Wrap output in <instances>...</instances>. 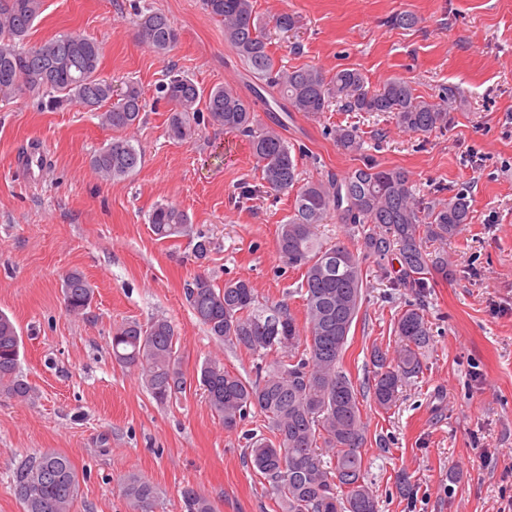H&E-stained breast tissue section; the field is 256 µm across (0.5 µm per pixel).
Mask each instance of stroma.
I'll return each mask as SVG.
<instances>
[{
	"instance_id": "stroma-1",
	"label": "stroma",
	"mask_w": 512,
	"mask_h": 512,
	"mask_svg": "<svg viewBox=\"0 0 512 512\" xmlns=\"http://www.w3.org/2000/svg\"><path fill=\"white\" fill-rule=\"evenodd\" d=\"M165 13L179 33L161 57L144 41L135 11ZM264 19L288 11L295 30L273 33L278 64L326 74L359 69L371 87L408 81L419 99L446 86L460 101L445 127L426 135L398 128L385 113L331 104L308 116L291 111L277 89L256 78L224 39L202 0H43L27 43L77 32L102 47L99 74L114 88L138 82L147 102L128 130L144 153L137 172L101 180L91 156L113 132L78 105L51 110L40 95L0 99V312L22 336L20 370L34 403L0 396V512H21L10 486L16 464L35 450L65 453L80 479L72 512H132L124 479L158 491L153 512H182L181 490L196 487L215 512H279L246 455L243 430L263 431L252 415L225 430L196 381L208 358L243 378L260 360L211 340L184 298L202 274L221 284L249 280L261 301L288 304L303 317L299 271L284 267L277 228L293 196L265 188L247 141L205 126L195 139L169 138V107L156 98L169 68L202 89L233 87L254 102L262 125H279L298 149L301 181L344 176L372 162L408 171L416 196L437 187L470 201V221L428 252L447 254L449 278L431 273L423 298L398 288V255L368 258L361 309L342 367L358 390L375 368L371 352H393L394 321L421 302L430 327L423 371L408 379L395 406L363 400L364 481L379 512H503L512 506V0H256ZM413 14L409 29L394 26ZM355 127L363 148L335 137ZM38 148L44 163L22 160ZM159 204L186 211L211 241L196 261L189 238L157 240L148 215ZM82 272L95 289L80 317L64 309L61 280ZM167 318L179 338L184 392L159 404L136 371L112 358V329L126 320Z\"/></svg>"
}]
</instances>
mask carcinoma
<instances>
[{"instance_id": "1", "label": "carcinoma", "mask_w": 512, "mask_h": 512, "mask_svg": "<svg viewBox=\"0 0 512 512\" xmlns=\"http://www.w3.org/2000/svg\"><path fill=\"white\" fill-rule=\"evenodd\" d=\"M203 3L208 14L224 24V39L239 58L268 86L279 88L294 112L314 116L332 101H342L351 112L390 113L400 128L425 135L446 126L448 110L458 101L452 87L436 101L420 100L412 86L399 79L373 89L355 68L327 75L313 66L278 67L269 50L271 29L292 31L297 16L281 12L267 22L256 14L254 0ZM41 9L42 0H0V96L37 91L48 96L51 109L77 103L96 113L100 124L116 136L93 154L91 167L104 181H123L142 163L141 151L125 132L146 111L143 93L130 82L112 100V83L99 76L101 47L89 37L66 34L27 47L26 38ZM137 17L149 47L165 56L177 41L171 20L150 9L139 11ZM157 92L170 105L172 139H193L203 122L246 137L264 186L295 192L291 214L278 226L276 244L282 262L301 272L305 325H299L284 304L260 303L246 279L219 285L197 275L184 285L188 306L211 339L241 346L258 357L277 356L249 379L217 359L205 360L196 378L211 411L227 431L238 429L252 413L267 423L266 435L246 431L249 461L267 480L281 512H377L375 495L363 482L366 432L360 392L341 366L361 308L363 261L398 251V285L404 288L425 287V275L432 270L448 279V257L427 255L423 240H446L469 223L467 197L456 194L431 203L424 219L422 203L403 168L370 166L342 178L330 173L301 185L288 140L272 127H258L252 104L232 88L207 92L171 70ZM336 140L350 152L362 149L354 127L336 129ZM331 216L360 234L356 244L321 240L318 225ZM149 224L157 239L188 237L195 240L196 258L208 256L211 242L194 232L187 212L160 204L149 214ZM338 247L343 258L336 267L329 255ZM62 292L66 311L78 317L91 306L95 290L73 270L65 275ZM394 329V356L380 350L372 354L376 371L368 395L383 410L396 402L403 381L421 372V351L429 341L428 320L418 304L401 311ZM21 344L14 322L0 313V394L27 402L34 389L19 373ZM111 347L114 360L135 369L157 402L166 403L185 389L180 338L167 319L157 318L146 326L122 322L112 330ZM11 488L22 512H72L80 482L67 455L38 451L16 465ZM123 491L133 512H152L158 497L152 483L130 477ZM181 501L183 512H213L210 501L192 485L181 489Z\"/></svg>"}]
</instances>
